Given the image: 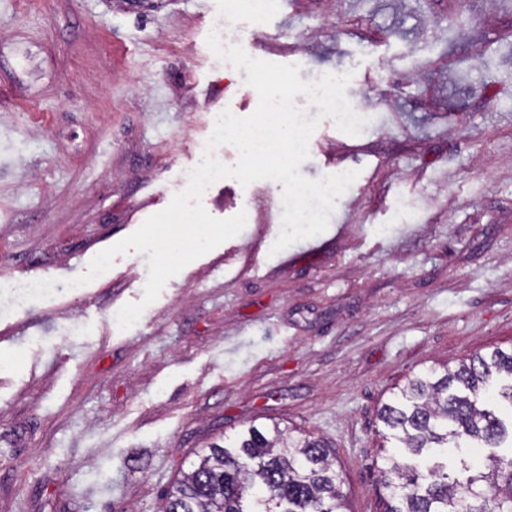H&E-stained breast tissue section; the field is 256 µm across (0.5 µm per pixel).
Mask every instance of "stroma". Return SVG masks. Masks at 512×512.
Wrapping results in <instances>:
<instances>
[{
    "label": "stroma",
    "mask_w": 512,
    "mask_h": 512,
    "mask_svg": "<svg viewBox=\"0 0 512 512\" xmlns=\"http://www.w3.org/2000/svg\"><path fill=\"white\" fill-rule=\"evenodd\" d=\"M227 0H0V512H159L250 424L326 439L350 512H384L377 410L436 362L512 346V0H273L230 20L301 80L351 73L300 172L358 176L279 253L283 186L202 196L244 229L139 321L148 254L65 280L185 189L215 113L259 98L207 44ZM54 282L16 308L20 284Z\"/></svg>",
    "instance_id": "obj_1"
}]
</instances>
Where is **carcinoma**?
<instances>
[{"label":"carcinoma","instance_id":"obj_1","mask_svg":"<svg viewBox=\"0 0 512 512\" xmlns=\"http://www.w3.org/2000/svg\"><path fill=\"white\" fill-rule=\"evenodd\" d=\"M385 512H512V348L406 379L378 411ZM487 449L479 460L472 444ZM327 441L249 426L201 449L161 512H348Z\"/></svg>","mask_w":512,"mask_h":512}]
</instances>
